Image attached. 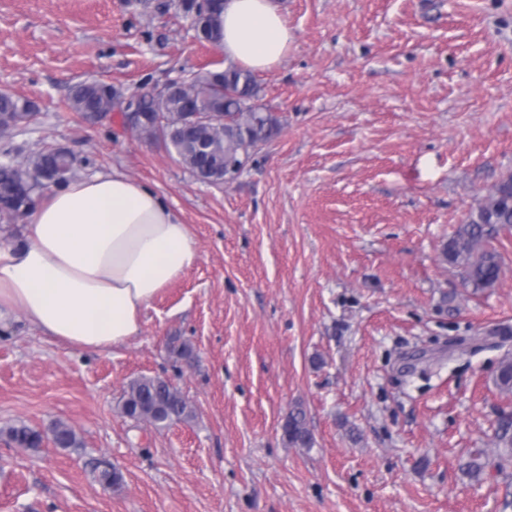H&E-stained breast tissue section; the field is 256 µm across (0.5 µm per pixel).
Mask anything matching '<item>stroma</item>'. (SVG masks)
I'll return each instance as SVG.
<instances>
[{
  "label": "stroma",
  "mask_w": 512,
  "mask_h": 512,
  "mask_svg": "<svg viewBox=\"0 0 512 512\" xmlns=\"http://www.w3.org/2000/svg\"><path fill=\"white\" fill-rule=\"evenodd\" d=\"M294 40L257 73L278 123L234 181H196L123 113L71 112L72 86L124 93L221 70L177 0H0V92L34 114L11 142L63 148L83 180L119 171L161 194L197 260L112 350L67 348L15 318L0 335V512H512V229L494 287L441 250L512 173V0H280ZM193 354L178 358L173 340ZM156 376L195 410L164 429L121 412ZM302 405L313 448L283 424ZM487 466L464 471L474 455ZM116 466L119 488L94 468ZM51 441L57 448L77 449L82 448L83 443L76 432L67 424L56 421L48 429ZM1 433H4L11 442L19 447L32 450L40 448L44 441L43 432L24 423H16L6 428H1Z\"/></svg>",
  "instance_id": "obj_1"
}]
</instances>
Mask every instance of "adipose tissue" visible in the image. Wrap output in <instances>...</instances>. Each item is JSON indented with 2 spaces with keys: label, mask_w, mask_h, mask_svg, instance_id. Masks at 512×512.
<instances>
[{
  "label": "adipose tissue",
  "mask_w": 512,
  "mask_h": 512,
  "mask_svg": "<svg viewBox=\"0 0 512 512\" xmlns=\"http://www.w3.org/2000/svg\"><path fill=\"white\" fill-rule=\"evenodd\" d=\"M219 22L225 58L254 72L293 42L277 0H224ZM196 259L188 225L141 181L115 171L52 189L22 240L0 239V331L17 315L66 346L111 350L138 336L143 310Z\"/></svg>",
  "instance_id": "obj_1"
}]
</instances>
